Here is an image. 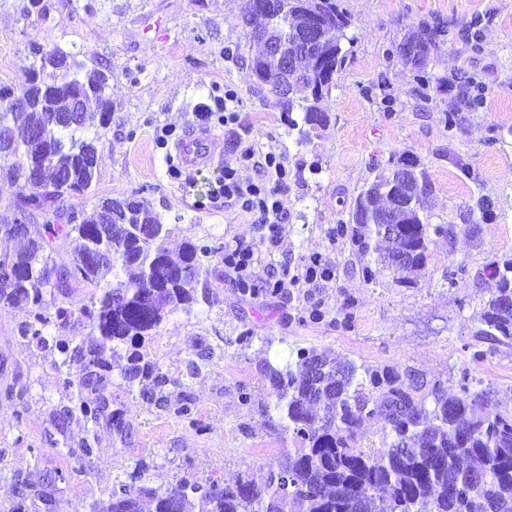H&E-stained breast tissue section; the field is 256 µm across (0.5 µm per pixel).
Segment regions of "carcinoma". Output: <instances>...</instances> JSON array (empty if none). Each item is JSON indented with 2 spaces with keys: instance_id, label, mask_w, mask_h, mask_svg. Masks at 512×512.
<instances>
[{
  "instance_id": "cac0c4a2",
  "label": "carcinoma",
  "mask_w": 512,
  "mask_h": 512,
  "mask_svg": "<svg viewBox=\"0 0 512 512\" xmlns=\"http://www.w3.org/2000/svg\"><path fill=\"white\" fill-rule=\"evenodd\" d=\"M311 17L324 24L330 46L323 59L301 56L297 47L299 21ZM350 20L338 0H277L276 20L260 33L246 32L266 55V36H288V55L306 70V81L289 77L274 58L265 60L261 85L283 95L287 129L313 128L327 121L318 102L330 92L345 65L342 42ZM445 30L424 22L404 36L425 38L419 59L404 64L425 68L435 39ZM30 71L19 82L0 86V128L17 141V148L0 154V180L23 189L0 213V235L23 246L0 254L13 269L0 278V306L27 309L17 336L44 351L59 377L61 398L50 408L46 439L76 470L87 468L96 452L93 428L105 423L123 437L131 424L112 402V359L125 355L121 378L147 408L180 419L195 414L188 384L163 371L142 351L171 313L198 315L210 302L213 260L224 259V246L183 243L179 259L171 258L167 240L174 227L134 191L122 197H95L88 216L63 207L67 197L93 196L101 155V130L112 122L109 70L83 71L75 55L55 46L37 49ZM24 87L28 108L17 110L12 93ZM81 104L80 122L71 123L73 101ZM90 112L99 114V129L86 126ZM301 113V119L293 113ZM383 166L356 199L348 223L336 235L349 240L365 262L363 278L377 280L387 272L412 288L415 274L431 258L433 237L452 238L454 224H430L420 214L432 180L421 170L415 182L412 211L398 212V233L381 230L392 203L370 191L389 183ZM42 221L43 234L13 231L17 215ZM70 248L72 259L58 265V242ZM495 288L486 301L474 333L471 358L484 359L490 348H512V258L491 263ZM112 281L101 283L106 273ZM91 285L98 293L75 299L76 288ZM90 328L87 336L64 335ZM216 347L196 344L186 377L200 374L213 360ZM278 427L291 442L284 461L264 481L251 475L233 483L215 480L181 482L163 489L142 482L136 467L116 477L108 503L94 501L87 512H372L375 500L384 512H512V411L500 408L490 389L473 388L470 373L459 370L446 380L430 378L410 365H366L339 359L314 347L291 351L281 367L264 372ZM88 424L78 443L68 437L72 420ZM373 418L383 422L384 442L365 447L361 437ZM41 453L27 475L14 478L19 510L25 503L44 512H58V485L68 473L49 474L41 468Z\"/></svg>"
}]
</instances>
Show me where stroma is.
<instances>
[{
	"mask_svg": "<svg viewBox=\"0 0 512 512\" xmlns=\"http://www.w3.org/2000/svg\"><path fill=\"white\" fill-rule=\"evenodd\" d=\"M44 17L23 18V0H0V84L22 77L31 49L59 45L87 67L110 68L112 123L98 144L102 162L95 189L118 197L140 191L175 231L167 247L179 255L185 238L225 247L254 243L250 218L223 198L201 196L203 183L220 184L241 143L257 141L285 155L291 181L282 197L288 220L274 254L258 250L262 268L289 256L319 254L336 270L320 289L321 315L300 294L245 296L231 278L212 282L203 316L169 315L147 351L171 376L185 375L199 339L224 353L188 381L194 421L148 410L121 379L123 359L112 363V398L132 427L119 438L108 424L96 428L91 467L69 476L61 512H84L85 500L107 498L112 482L136 464L148 466L149 485L168 488L183 479L227 483L262 476L280 461L289 443L274 426L273 398L263 377L265 363H278L296 347L328 350L371 365L406 364L445 379L468 369L477 389L512 395V348L478 363L469 345L483 301L494 286L488 265L512 257V0H340L351 24L348 60L319 106L328 122L302 143L287 133L278 96L250 73L251 52L240 18L241 0H46ZM446 34L424 72L392 53L419 22ZM482 93L473 108L460 104L459 76ZM238 91L239 122L212 124L221 161L202 170L174 171L173 147L160 146L158 131L184 132L199 125L198 112L216 87ZM456 125H448V113ZM410 151L430 174V223L453 224V239L435 238L433 256L413 288L390 276L365 282L347 239L333 230L349 212L374 164ZM468 164L461 173L448 161ZM491 203L487 215L469 206ZM25 309L0 306V512L16 505L14 477L33 472L36 457L62 468L66 462L44 439L52 404L59 399L57 374L44 352L22 341L16 327ZM254 339L240 343L244 328ZM274 337L265 348L262 337ZM29 387L24 398L5 395L12 380ZM251 405H243L241 390Z\"/></svg>",
	"mask_w": 512,
	"mask_h": 512,
	"instance_id": "1",
	"label": "stroma"
}]
</instances>
